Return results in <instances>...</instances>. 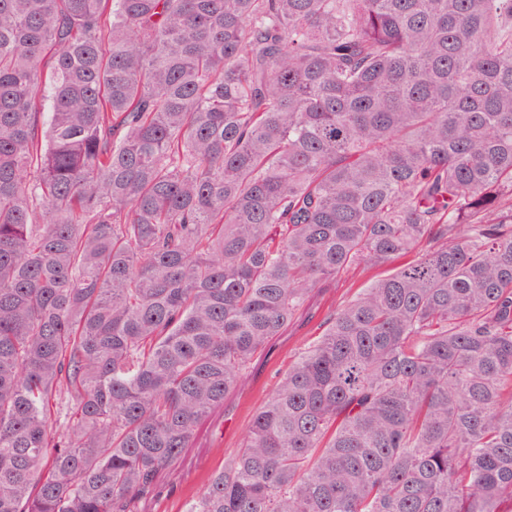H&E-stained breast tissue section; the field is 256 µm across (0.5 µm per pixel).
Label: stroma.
I'll use <instances>...</instances> for the list:
<instances>
[{
	"instance_id": "35a3bbf8",
	"label": "stroma",
	"mask_w": 512,
	"mask_h": 512,
	"mask_svg": "<svg viewBox=\"0 0 512 512\" xmlns=\"http://www.w3.org/2000/svg\"><path fill=\"white\" fill-rule=\"evenodd\" d=\"M317 336L312 326L299 322L273 338L269 348L251 363L244 387L225 398L223 408L202 424L191 448L158 475L159 495L140 503L139 512H184L187 502L239 448L251 417L273 391L289 362Z\"/></svg>"
}]
</instances>
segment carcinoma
Wrapping results in <instances>:
<instances>
[{
	"instance_id": "obj_1",
	"label": "carcinoma",
	"mask_w": 512,
	"mask_h": 512,
	"mask_svg": "<svg viewBox=\"0 0 512 512\" xmlns=\"http://www.w3.org/2000/svg\"><path fill=\"white\" fill-rule=\"evenodd\" d=\"M357 268L185 512H512V0H0V512H137Z\"/></svg>"
}]
</instances>
